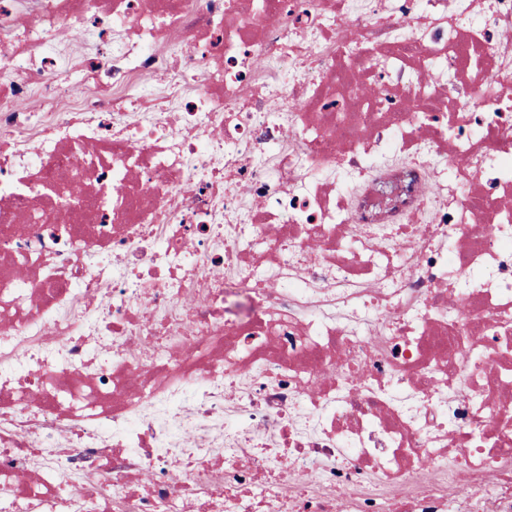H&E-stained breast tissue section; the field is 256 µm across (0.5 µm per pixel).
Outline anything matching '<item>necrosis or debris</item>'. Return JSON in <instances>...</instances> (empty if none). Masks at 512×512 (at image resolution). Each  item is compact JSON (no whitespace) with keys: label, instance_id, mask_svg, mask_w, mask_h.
Wrapping results in <instances>:
<instances>
[{"label":"necrosis or debris","instance_id":"necrosis-or-debris-1","mask_svg":"<svg viewBox=\"0 0 512 512\" xmlns=\"http://www.w3.org/2000/svg\"><path fill=\"white\" fill-rule=\"evenodd\" d=\"M512 0H0V512H512Z\"/></svg>","mask_w":512,"mask_h":512}]
</instances>
